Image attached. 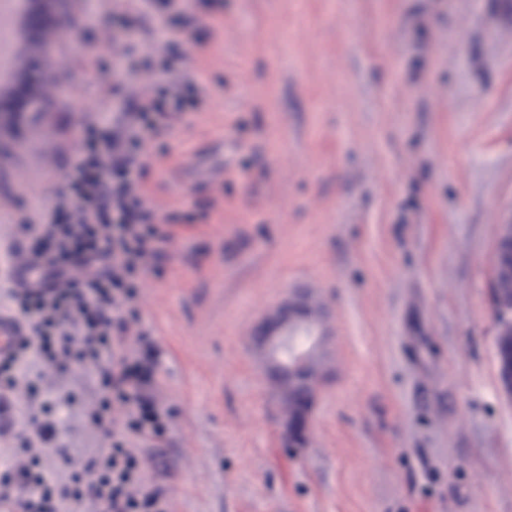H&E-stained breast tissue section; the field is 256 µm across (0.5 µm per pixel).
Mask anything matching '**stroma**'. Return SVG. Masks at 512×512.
Listing matches in <instances>:
<instances>
[{
	"instance_id": "stroma-1",
	"label": "stroma",
	"mask_w": 512,
	"mask_h": 512,
	"mask_svg": "<svg viewBox=\"0 0 512 512\" xmlns=\"http://www.w3.org/2000/svg\"><path fill=\"white\" fill-rule=\"evenodd\" d=\"M170 39L206 88L148 149L147 202L170 234L141 281L129 350L152 345L162 441L141 442L172 512H512V404L490 296L512 215V0H178ZM78 25L50 63L60 88L0 134V196L51 202L77 132L112 82L121 24L68 0ZM96 66H86V58ZM53 154V167L42 160ZM325 304L328 376L304 448L253 347L291 292ZM83 391L57 433L104 445L88 366L45 369Z\"/></svg>"
}]
</instances>
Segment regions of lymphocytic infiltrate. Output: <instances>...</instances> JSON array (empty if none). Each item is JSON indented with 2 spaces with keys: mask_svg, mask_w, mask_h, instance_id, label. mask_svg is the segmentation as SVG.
Instances as JSON below:
<instances>
[{
  "mask_svg": "<svg viewBox=\"0 0 512 512\" xmlns=\"http://www.w3.org/2000/svg\"><path fill=\"white\" fill-rule=\"evenodd\" d=\"M118 65L158 71L161 80L142 97L125 87L107 88L112 106L85 127L82 150L57 193L58 205L21 227L31 242L36 278L0 294L6 312L28 325L13 353L0 359V413L30 361L59 373L90 363L102 393L92 421L108 446L81 470L61 477L43 447L55 437L50 414L59 405L74 407L77 394L52 402L29 386L17 438L31 462L0 468V512H62L66 501L92 512H171L165 488L148 479L131 446L135 436L161 438L167 425L152 392L155 368L148 353L127 349L125 333L136 316L132 303L139 279L155 272L168 240L142 199L139 175L146 147L196 109L202 96L180 73L176 56H141L131 47ZM117 410L125 416L120 429L114 425Z\"/></svg>",
  "mask_w": 512,
  "mask_h": 512,
  "instance_id": "f902f5d3",
  "label": "lymphocytic infiltrate"
}]
</instances>
